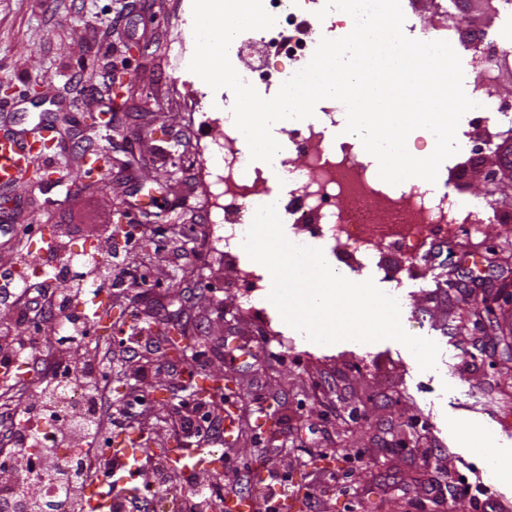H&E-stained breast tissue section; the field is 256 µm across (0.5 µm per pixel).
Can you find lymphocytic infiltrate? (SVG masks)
<instances>
[{"mask_svg": "<svg viewBox=\"0 0 512 512\" xmlns=\"http://www.w3.org/2000/svg\"><path fill=\"white\" fill-rule=\"evenodd\" d=\"M0 300L24 301L26 307L38 309L47 304L49 309L63 313L64 332L58 336L59 347L68 349L80 345L88 336L87 323L70 315L69 295L49 293L47 288L27 285H1ZM81 373L86 404L80 408L67 407L65 389L72 373ZM123 419L113 417L112 408L96 378V368L90 364H55L50 383L44 388V397L34 407H25L8 414L0 426L8 433L10 446L0 461V512H54L64 503L68 512H83V492L92 471H108L112 462L103 460L101 446L113 428L123 426ZM81 441V448L73 456L59 455L58 447ZM97 457L95 470L84 466L86 457ZM24 461L30 474L28 480L17 481L11 468L12 461ZM54 483L46 489L41 476Z\"/></svg>", "mask_w": 512, "mask_h": 512, "instance_id": "lymphocytic-infiltrate-1", "label": "lymphocytic infiltrate"}]
</instances>
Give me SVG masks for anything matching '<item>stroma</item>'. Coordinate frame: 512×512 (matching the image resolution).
<instances>
[{
  "label": "stroma",
  "mask_w": 512,
  "mask_h": 512,
  "mask_svg": "<svg viewBox=\"0 0 512 512\" xmlns=\"http://www.w3.org/2000/svg\"><path fill=\"white\" fill-rule=\"evenodd\" d=\"M192 0H0V138L39 122L58 128L53 176L0 185L17 205L0 212V274L47 282L73 297L75 279L104 283L109 330L79 352L57 350L60 315L0 305V329L37 336L19 373L0 378V415L36 404L46 355L90 359L114 413L150 450L141 479L149 512H216L190 486L252 495L287 475L297 512H512V483L495 482L457 430L479 426L494 449H512V181L484 195L467 177L475 148L501 153L512 137L480 109L458 126L461 147L432 189L466 207L495 203L501 219L478 239L418 231L406 254L390 227L370 224L376 247L354 282L373 279L401 300V322L435 341L437 367L420 370L400 343L319 345L288 326L265 288L243 285L247 255L224 256V208L213 195V150L224 138L230 89L212 90L174 48L194 52ZM109 177L81 174L86 153ZM68 275L44 280L51 265ZM184 332L186 350L167 339ZM220 378L216 421L239 426L213 466L182 473L163 449L196 446L175 428L192 413L204 378Z\"/></svg>",
  "instance_id": "obj_1"
}]
</instances>
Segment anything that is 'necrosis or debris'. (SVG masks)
I'll return each instance as SVG.
<instances>
[{"mask_svg": "<svg viewBox=\"0 0 512 512\" xmlns=\"http://www.w3.org/2000/svg\"><path fill=\"white\" fill-rule=\"evenodd\" d=\"M324 3L325 0H263L265 9L276 18L275 25L235 38L229 57L240 58L247 41L252 40L271 49L273 59L259 71L242 72V79L270 83L290 76L309 63L321 38L338 39L349 34L353 20L341 11L330 12L318 31H311L308 18ZM436 9L442 14H454V28H423L420 39L444 40L452 33L464 37L474 52L473 89L484 112L512 126V105L498 99L493 91L500 70L512 66V41L491 39L469 30L463 10H449L446 0H436ZM313 141L323 142V149L310 157L302 172H295L292 153ZM214 163L221 170L217 183L224 199V254L235 259L243 252L242 242L259 204L257 187L265 177L263 170L247 168L245 138L229 111L224 114L222 151ZM272 166L293 183L286 220L324 229L330 239L341 243V261L353 272L372 258L374 243L365 235L364 227L375 223L377 214H384L387 223L396 227L395 243L408 253L417 247L410 233L418 226L465 224L475 233L481 225L493 223L498 217L491 203L465 211L448 196L431 195L406 182L394 186L382 181L377 170L362 161L354 140L337 145L327 142L324 129L313 124L290 130L288 147L276 154Z\"/></svg>", "mask_w": 512, "mask_h": 512, "instance_id": "1", "label": "necrosis or debris"}]
</instances>
